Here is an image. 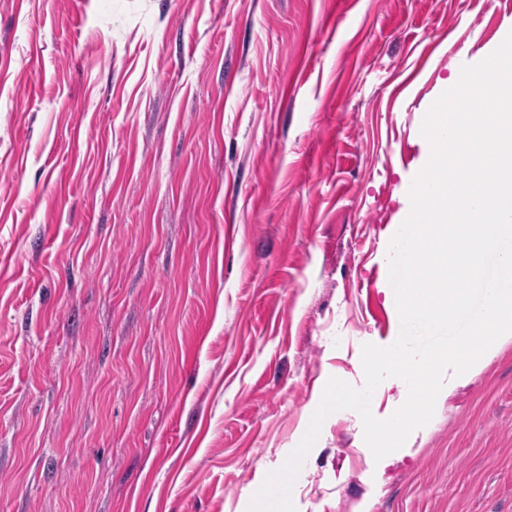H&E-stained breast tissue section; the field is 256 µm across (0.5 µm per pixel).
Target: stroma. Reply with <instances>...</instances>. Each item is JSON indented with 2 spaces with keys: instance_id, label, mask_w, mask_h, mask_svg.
<instances>
[{
  "instance_id": "stroma-1",
  "label": "stroma",
  "mask_w": 512,
  "mask_h": 512,
  "mask_svg": "<svg viewBox=\"0 0 512 512\" xmlns=\"http://www.w3.org/2000/svg\"><path fill=\"white\" fill-rule=\"evenodd\" d=\"M512 0H0V512H247L389 282L441 84ZM297 512H512V342Z\"/></svg>"
}]
</instances>
